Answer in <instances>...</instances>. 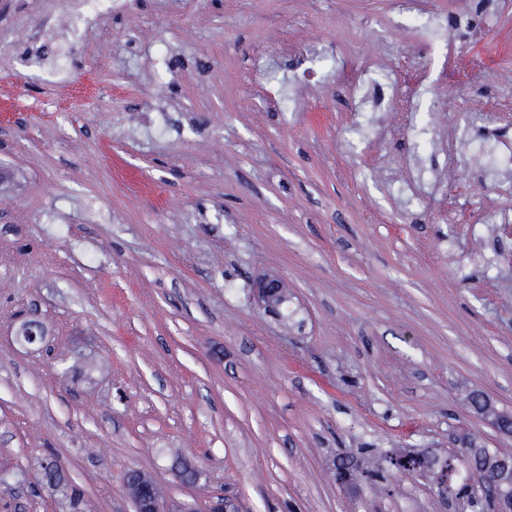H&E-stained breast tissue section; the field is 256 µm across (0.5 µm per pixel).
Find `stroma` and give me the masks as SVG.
Masks as SVG:
<instances>
[{
  "label": "stroma",
  "instance_id": "stroma-1",
  "mask_svg": "<svg viewBox=\"0 0 512 512\" xmlns=\"http://www.w3.org/2000/svg\"><path fill=\"white\" fill-rule=\"evenodd\" d=\"M424 3L432 42L388 0H126L89 26L0 0V512L75 489L133 512L132 471L197 512H477L419 474L336 478L366 448L512 454L469 403L512 415V226L471 232L512 208L472 147L512 144V0ZM372 60L396 81L364 116L326 72Z\"/></svg>",
  "mask_w": 512,
  "mask_h": 512
}]
</instances>
